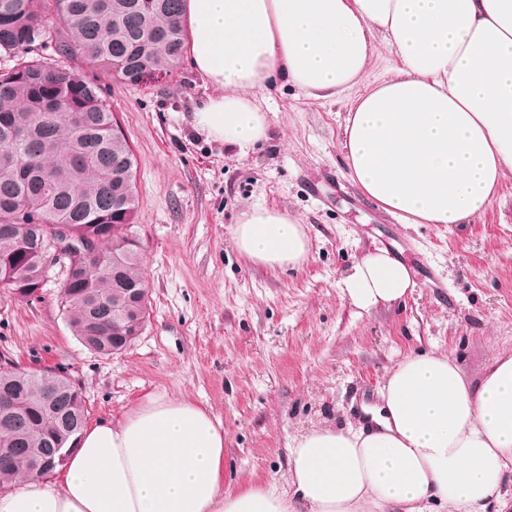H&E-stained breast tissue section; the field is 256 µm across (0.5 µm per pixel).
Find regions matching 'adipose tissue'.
Wrapping results in <instances>:
<instances>
[{
    "label": "adipose tissue",
    "instance_id": "1",
    "mask_svg": "<svg viewBox=\"0 0 512 512\" xmlns=\"http://www.w3.org/2000/svg\"><path fill=\"white\" fill-rule=\"evenodd\" d=\"M192 68L220 90L196 134L244 155L267 137L255 91L287 82L351 103L346 175L403 224H466L512 173V0H184ZM395 64L366 83L379 48ZM270 268L309 254L298 218L255 206L233 232ZM416 286L377 247L342 281L369 311ZM358 428H315L289 448L288 487L224 489V426L187 398L150 396L98 418L48 481L0 497V512H486L512 485V352L468 379L447 354L389 373Z\"/></svg>",
    "mask_w": 512,
    "mask_h": 512
}]
</instances>
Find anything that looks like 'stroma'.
I'll use <instances>...</instances> for the list:
<instances>
[{
  "mask_svg": "<svg viewBox=\"0 0 512 512\" xmlns=\"http://www.w3.org/2000/svg\"><path fill=\"white\" fill-rule=\"evenodd\" d=\"M101 83L138 161L147 324L104 357L67 325L61 266L36 298L0 290V362L66 370L87 420L120 417L149 396L191 398L224 425L225 488L282 486L294 435L348 427L406 355L436 349L475 378L512 351V175L471 223L402 224L345 174L347 103L290 83L257 92L269 137L241 157L193 131L192 112L215 89L187 59L159 84ZM256 205L304 224L305 263L269 269L239 255L233 229ZM376 247L404 258L417 286L404 304L366 313L340 281Z\"/></svg>",
  "mask_w": 512,
  "mask_h": 512,
  "instance_id": "obj_1",
  "label": "stroma"
}]
</instances>
